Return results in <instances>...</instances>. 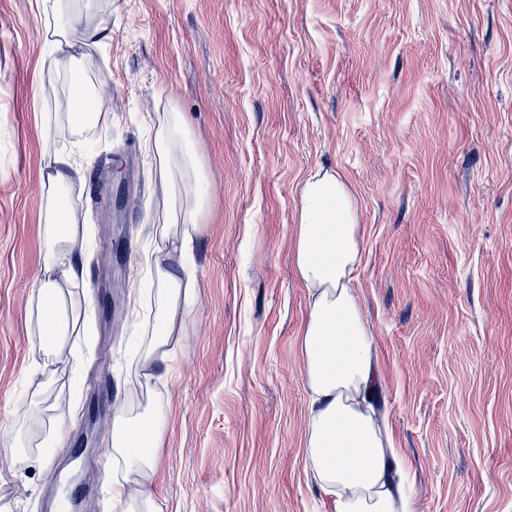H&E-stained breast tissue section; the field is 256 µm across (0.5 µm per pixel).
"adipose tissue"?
Masks as SVG:
<instances>
[{
	"mask_svg": "<svg viewBox=\"0 0 512 512\" xmlns=\"http://www.w3.org/2000/svg\"><path fill=\"white\" fill-rule=\"evenodd\" d=\"M150 149L166 192L155 248L144 264L156 283V323L138 353L136 370L145 382L162 380L174 356L173 337L182 335L180 308L194 297L193 277L176 261L177 246H188L199 228L206 198L199 185L201 164L179 112L163 113ZM48 194L41 226L42 269L30 288V323L37 338L29 372L37 381L17 407L37 415L48 443L61 442L70 417L61 403L46 404L48 367L68 364L71 337L94 333L92 298L83 287L79 255L87 228L76 218L68 194L82 170L80 153L44 157ZM361 226L353 193L340 174L321 171L301 191L292 243L295 273L306 286L310 310L300 342L302 372L309 388L305 421V471L330 497L333 512H410L409 498L386 423L369 402L375 378L372 335L355 293L354 273L361 261ZM162 401L135 409L123 406L112 416V459L123 466L110 483L114 512H162L144 488L155 473L162 432ZM142 482L130 490V479Z\"/></svg>",
	"mask_w": 512,
	"mask_h": 512,
	"instance_id": "ef3b65f1",
	"label": "adipose tissue"
}]
</instances>
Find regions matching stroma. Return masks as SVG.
Returning a JSON list of instances; mask_svg holds the SVG:
<instances>
[{
  "label": "stroma",
  "mask_w": 512,
  "mask_h": 512,
  "mask_svg": "<svg viewBox=\"0 0 512 512\" xmlns=\"http://www.w3.org/2000/svg\"><path fill=\"white\" fill-rule=\"evenodd\" d=\"M100 45L48 72L37 0H0V425L25 393L27 288L42 266L46 147L80 144L74 183L96 335L52 394L72 417L48 471L0 506L53 512L65 476L112 455L154 324L144 256L164 194L148 142L186 120L207 206L187 255L197 296L147 485L165 512H333L306 476L308 290L291 242L304 182L355 195L357 293L412 512H512V0H91ZM104 91L108 125L79 134L70 90ZM111 385L112 402L100 390ZM82 449L79 459L69 457Z\"/></svg>",
  "instance_id": "obj_1"
}]
</instances>
